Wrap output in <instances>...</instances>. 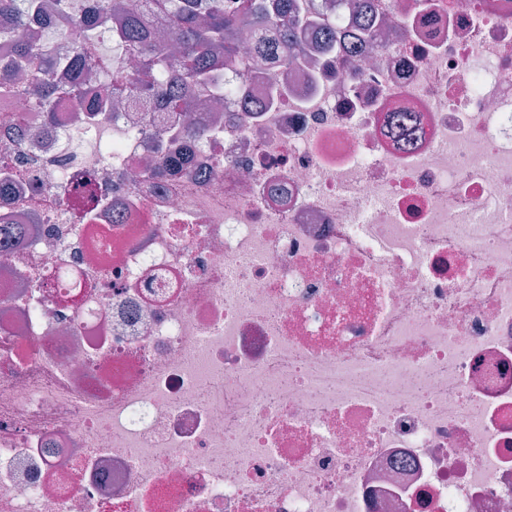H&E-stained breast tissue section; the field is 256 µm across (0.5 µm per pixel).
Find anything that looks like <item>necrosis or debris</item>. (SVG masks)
<instances>
[{
	"instance_id": "1",
	"label": "necrosis or debris",
	"mask_w": 512,
	"mask_h": 512,
	"mask_svg": "<svg viewBox=\"0 0 512 512\" xmlns=\"http://www.w3.org/2000/svg\"><path fill=\"white\" fill-rule=\"evenodd\" d=\"M310 17L191 112L0 94V512H512V0Z\"/></svg>"
}]
</instances>
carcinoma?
<instances>
[{
	"label": "carcinoma",
	"instance_id": "carcinoma-1",
	"mask_svg": "<svg viewBox=\"0 0 512 512\" xmlns=\"http://www.w3.org/2000/svg\"><path fill=\"white\" fill-rule=\"evenodd\" d=\"M310 0H100L94 14L77 13L68 21L76 28L95 30L103 25L109 15L121 20L120 28L112 30L120 53L112 57L115 79L108 88V96L100 98L96 112L108 111L115 96L126 90L122 73L125 57L137 58L138 65L147 79L141 91L166 106L190 112L195 92L216 82L222 69H236L243 65L238 37L246 26L262 28L269 24L278 26L273 39H258L251 47L256 58H268L278 66L291 62L290 53L298 47L300 28L309 23ZM336 7L352 13L358 31L366 37L374 36L376 11L379 0H335ZM36 7L35 0H0V11L25 16ZM168 15L178 29L181 40L179 54L167 55L159 46L154 18ZM14 56L23 61L37 60L38 75L25 89L37 100L38 107L46 114L54 111L55 102L62 98L83 100L88 96L86 75L98 65L94 46L79 49L84 69L77 76L58 73V64L52 59L41 40L40 32L30 30L13 37ZM224 47V59L216 50ZM281 91L274 86L262 101L244 100L248 112H265L279 100ZM395 133L404 146L412 145L416 136L410 115L401 114L394 124Z\"/></svg>",
	"mask_w": 512,
	"mask_h": 512
}]
</instances>
